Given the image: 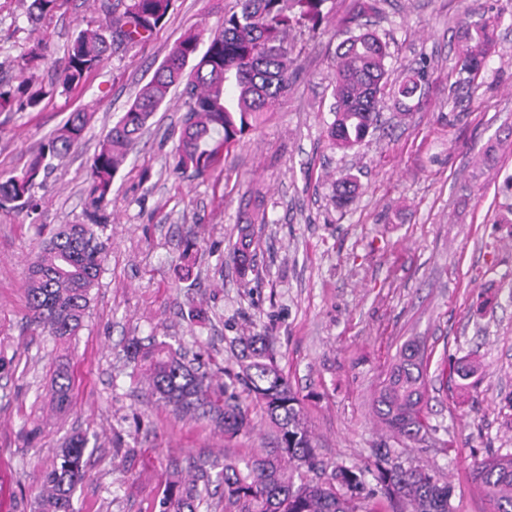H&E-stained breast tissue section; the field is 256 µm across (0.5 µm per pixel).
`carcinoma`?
Listing matches in <instances>:
<instances>
[{"instance_id": "obj_1", "label": "carcinoma", "mask_w": 512, "mask_h": 512, "mask_svg": "<svg viewBox=\"0 0 512 512\" xmlns=\"http://www.w3.org/2000/svg\"><path fill=\"white\" fill-rule=\"evenodd\" d=\"M66 0H30L27 14L37 22L60 9ZM174 0H94L103 16L87 25L70 42L60 63L52 65V80L74 89L105 59L108 49L144 44L160 28ZM327 0H236V10L224 14L208 39L188 31L172 46L152 79L136 94L126 112L107 133L91 163L86 188L93 212L112 201L114 179L171 90L183 87L185 115L175 148L172 173L187 170L197 177L223 171L233 145L259 128L277 111L292 86L295 64L303 48L297 36L316 32L328 19ZM356 12L336 21L342 36L335 50V71L330 87L335 99L334 120L327 129L333 149L348 150L376 129L379 105L389 91L400 111L424 94L425 76L410 68L390 79L385 60L388 45L363 30ZM466 49L462 69L468 83L480 76L493 41L496 18L464 21ZM206 47H201V44ZM43 88L21 84L12 92L0 91V107L20 112L40 106ZM88 117L73 112L55 130L20 175H0V209L27 205L40 175L55 167L81 141ZM356 176L335 185L340 204L357 194ZM251 209L238 226V240L229 253L241 276L252 270V227L268 223L263 194L252 193ZM103 225L60 224L40 240L26 287L29 319L41 332L58 340L82 329L91 291L105 261ZM238 371L227 372L228 382L215 391L213 380L185 362L178 349L162 344L130 346L132 359L149 365L152 396L176 414L210 417L233 438L251 427L250 403H256L276 433V447L253 448L244 455L224 456V467L210 475L203 466L189 478L172 473L160 500V512H198L211 485L223 489L224 512H377L378 498L392 512H453L448 484L430 470L406 464L392 448L378 449L376 488H366L363 469L338 465L331 473L318 460L314 437L301 402L279 368L267 339L259 334L238 339ZM429 355L425 345L408 340L399 348L392 369L372 400V413L394 437L417 440L429 429ZM52 400L59 410L72 405V378L68 369H56ZM87 438L68 437L43 471L35 497V512H74L72 496L85 477ZM318 470L309 478L305 472ZM472 481L493 506V512H512V455L496 456L474 464Z\"/></svg>"}]
</instances>
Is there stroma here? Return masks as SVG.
Returning <instances> with one entry per match:
<instances>
[{
	"mask_svg": "<svg viewBox=\"0 0 512 512\" xmlns=\"http://www.w3.org/2000/svg\"><path fill=\"white\" fill-rule=\"evenodd\" d=\"M234 0H174L143 45L117 48L72 91L41 106L0 112V174H19L73 112L90 121L79 145L34 188L36 208L0 209V512H24L62 441L89 439L75 512H159L172 469L223 464L272 442L260 409L252 429L225 437L204 417H181L151 397L131 343L179 344L223 383L239 336L270 337L327 466L374 470L392 448L434 469L454 512H491L472 465L512 454V0H379L364 24L389 44L399 75L426 67L425 95L409 116L384 97L382 125L348 151L328 145L334 119L336 21L354 0H327L329 20L305 50L281 107L231 150L220 177H175L170 166L185 113L180 91L156 112L117 173L102 218L108 253L77 336L27 328L25 288L39 227L84 224L90 165L104 136L150 81L176 40L214 27ZM501 23L473 87L457 63L458 29L471 12ZM92 0L66 4L32 26L26 0H0V91L29 78L24 55L44 39L61 58L74 34L99 21ZM358 175L353 203L333 183ZM262 190L269 221L254 227L255 271L240 278L228 253L245 201ZM201 235L190 281L185 244ZM431 354V432L391 438L371 401L407 339ZM480 370L460 379L459 358ZM73 377V404L56 410L51 379ZM39 427L31 443L23 433Z\"/></svg>",
	"mask_w": 512,
	"mask_h": 512,
	"instance_id": "obj_1",
	"label": "stroma"
}]
</instances>
